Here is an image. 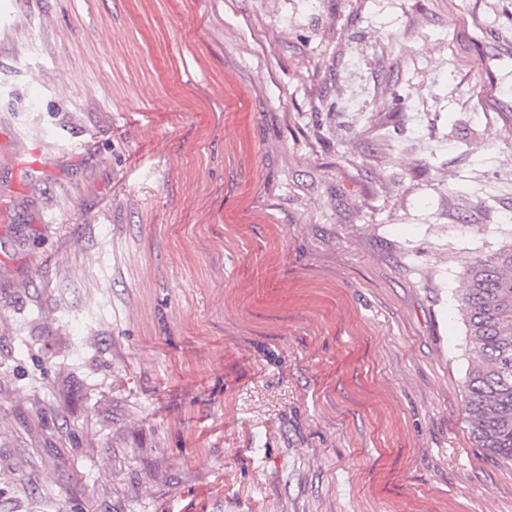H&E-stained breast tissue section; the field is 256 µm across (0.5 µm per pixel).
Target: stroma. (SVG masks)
I'll list each match as a JSON object with an SVG mask.
<instances>
[{
    "label": "stroma",
    "instance_id": "35a3bbf8",
    "mask_svg": "<svg viewBox=\"0 0 512 512\" xmlns=\"http://www.w3.org/2000/svg\"><path fill=\"white\" fill-rule=\"evenodd\" d=\"M509 247L512 0H0V512H512ZM458 295L469 326L471 432L480 448L512 462V248L477 259Z\"/></svg>",
    "mask_w": 512,
    "mask_h": 512
}]
</instances>
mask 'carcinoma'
Instances as JSON below:
<instances>
[{"label": "carcinoma", "instance_id": "obj_1", "mask_svg": "<svg viewBox=\"0 0 512 512\" xmlns=\"http://www.w3.org/2000/svg\"><path fill=\"white\" fill-rule=\"evenodd\" d=\"M459 296L469 326L471 432L480 447L512 462V248L476 260Z\"/></svg>", "mask_w": 512, "mask_h": 512}]
</instances>
